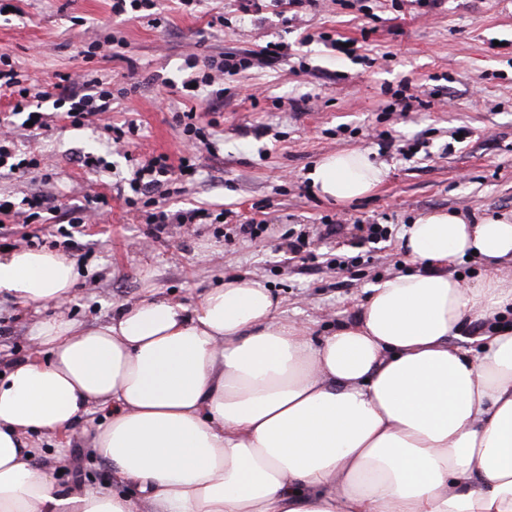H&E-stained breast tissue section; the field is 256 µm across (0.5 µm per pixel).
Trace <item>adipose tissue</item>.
<instances>
[{"label": "adipose tissue", "mask_w": 512, "mask_h": 512, "mask_svg": "<svg viewBox=\"0 0 512 512\" xmlns=\"http://www.w3.org/2000/svg\"><path fill=\"white\" fill-rule=\"evenodd\" d=\"M386 176L358 149L310 172L358 199ZM412 268L313 342L263 282L226 276L192 308L153 296L87 327L38 320L0 377V512H512V219L403 225ZM474 257V284L449 274ZM74 261L0 256V294L65 305ZM482 327L476 348L455 345ZM109 413L91 452L131 493L60 485L31 434Z\"/></svg>", "instance_id": "obj_1"}]
</instances>
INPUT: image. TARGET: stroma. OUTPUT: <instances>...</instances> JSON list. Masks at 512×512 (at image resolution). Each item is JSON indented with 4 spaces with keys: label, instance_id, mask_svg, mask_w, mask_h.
<instances>
[{
    "label": "stroma",
    "instance_id": "stroma-1",
    "mask_svg": "<svg viewBox=\"0 0 512 512\" xmlns=\"http://www.w3.org/2000/svg\"><path fill=\"white\" fill-rule=\"evenodd\" d=\"M112 0H20L22 16L0 22V52L10 53L32 83L83 69L127 87L112 110L90 125L72 126L44 104L43 134L11 125L20 151L49 164V178L32 173L0 175V199L45 195L60 210L81 205L86 222L71 237L42 217L32 223L0 218V245L11 250L56 249L74 259L78 289L66 308H33L0 296V371L29 356L35 322L65 315L85 325L108 322L120 306L143 299L148 289L192 307L225 276L263 281L288 317L308 324L314 339L354 318L367 288L381 277L408 270L397 236L363 244L354 224L394 228L434 211L461 213L478 223L512 215V0H266L260 12L245 0H201L195 14L177 0H157L160 27L113 17ZM223 15V25L210 26ZM84 25H76V18ZM361 41L367 59L338 53L321 33ZM122 39L111 59L83 62L79 52L95 34ZM287 44L289 56L272 67L254 66L225 75L224 102L213 130V150L189 143L173 119L184 108L180 69L184 54H245L266 42ZM408 85L422 103L410 112L390 111L392 93ZM134 115L139 130L114 143L112 125ZM396 143L421 137L413 155L380 150L378 133ZM363 151L384 166L383 183L368 195L333 203L315 195L308 175L323 157ZM191 152L200 172L170 183L159 204L170 212L192 207L229 210L223 223L170 224L156 230L129 209L116 188L152 155ZM102 155L107 169L84 166ZM110 208L98 213L97 194ZM347 220L337 237L323 233L325 220ZM261 224L257 236L240 232ZM304 234L316 261L288 249ZM371 254L368 263L360 262ZM350 259L338 270L336 257ZM43 463L60 483L108 486L112 474L90 453L83 433L34 434ZM65 449L56 459L57 449Z\"/></svg>",
    "mask_w": 512,
    "mask_h": 512
}]
</instances>
